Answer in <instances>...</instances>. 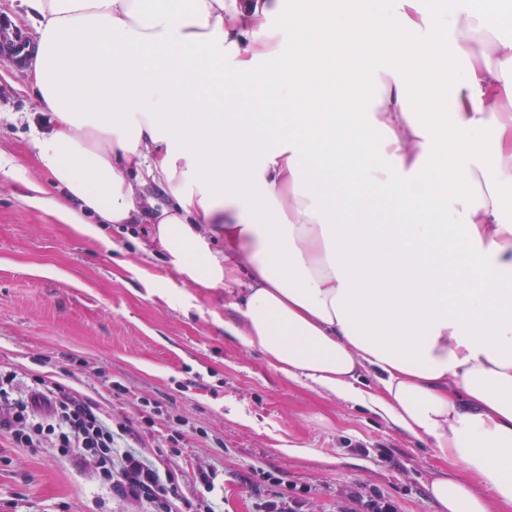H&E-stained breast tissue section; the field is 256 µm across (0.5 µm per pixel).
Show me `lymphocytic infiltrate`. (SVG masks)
<instances>
[{
	"mask_svg": "<svg viewBox=\"0 0 512 512\" xmlns=\"http://www.w3.org/2000/svg\"><path fill=\"white\" fill-rule=\"evenodd\" d=\"M144 427L113 422L86 395L58 381L0 373V434L19 448H54L65 458L91 464L118 496L143 512H174L181 454L179 437L168 439L166 454L134 448Z\"/></svg>",
	"mask_w": 512,
	"mask_h": 512,
	"instance_id": "f902f5d3",
	"label": "lymphocytic infiltrate"
}]
</instances>
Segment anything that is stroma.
I'll list each match as a JSON object with an SVG mask.
<instances>
[{"instance_id": "obj_1", "label": "stroma", "mask_w": 512, "mask_h": 512, "mask_svg": "<svg viewBox=\"0 0 512 512\" xmlns=\"http://www.w3.org/2000/svg\"><path fill=\"white\" fill-rule=\"evenodd\" d=\"M28 66L0 56V369L55 379L91 394L113 420H136L144 400L165 405L140 449L153 454L187 417L180 496L195 476L223 470L224 512H254L277 488L253 469L306 492L304 512H341L347 495L391 497L397 512H438L427 486L444 469L436 449L367 408L280 377L225 330L234 297L189 283L152 246V224H109L99 236L31 202V185L58 196L39 169L34 129H47ZM126 388L115 398L99 375ZM0 512H139L90 468L56 449L0 437Z\"/></svg>"}]
</instances>
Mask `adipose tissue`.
Listing matches in <instances>:
<instances>
[{
    "instance_id": "ef3b65f1",
    "label": "adipose tissue",
    "mask_w": 512,
    "mask_h": 512,
    "mask_svg": "<svg viewBox=\"0 0 512 512\" xmlns=\"http://www.w3.org/2000/svg\"><path fill=\"white\" fill-rule=\"evenodd\" d=\"M429 3L308 0L294 29L367 59L364 94L343 66L312 93L282 69L280 0H29L52 114L32 143L64 223L154 224L179 274L236 287L243 347L437 449L441 512H512V35L498 0ZM228 66L287 132L213 98ZM150 183L170 202L146 213ZM252 101L256 112L267 113L270 126L274 131L280 132L283 130L280 115L278 114L279 112H286L282 103L264 96H255Z\"/></svg>"
}]
</instances>
